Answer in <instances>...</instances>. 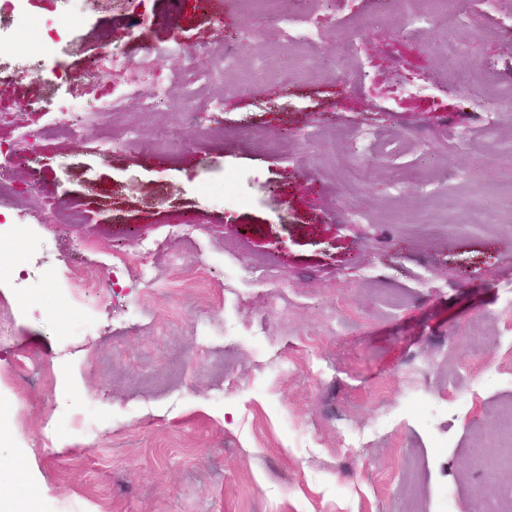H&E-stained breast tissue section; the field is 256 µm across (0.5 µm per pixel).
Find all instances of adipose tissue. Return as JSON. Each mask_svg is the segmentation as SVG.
Returning a JSON list of instances; mask_svg holds the SVG:
<instances>
[{"label":"adipose tissue","instance_id":"ef3b65f1","mask_svg":"<svg viewBox=\"0 0 512 512\" xmlns=\"http://www.w3.org/2000/svg\"><path fill=\"white\" fill-rule=\"evenodd\" d=\"M15 432L0 423V512H42V491L24 455L11 447Z\"/></svg>","mask_w":512,"mask_h":512}]
</instances>
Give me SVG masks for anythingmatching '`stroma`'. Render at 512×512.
Segmentation results:
<instances>
[{"instance_id": "35a3bbf8", "label": "stroma", "mask_w": 512, "mask_h": 512, "mask_svg": "<svg viewBox=\"0 0 512 512\" xmlns=\"http://www.w3.org/2000/svg\"><path fill=\"white\" fill-rule=\"evenodd\" d=\"M424 8L418 37L379 0H323L356 21L298 52L257 34L240 0H140L136 39L120 4L93 0L58 51L63 69L106 45L135 56L172 42L200 56L230 48L239 66L208 87L222 140L176 101L147 114L131 97L120 117L82 139L48 137L38 166L6 172L27 223L61 202L90 217L12 239L32 276L26 311L0 282V418L45 512H486L512 498L472 454L495 457L512 420V232L498 226L512 206V109L483 135L478 97L441 54L455 35L461 68L491 58L512 85V0L480 29L450 30L434 0ZM239 30L249 38L233 40ZM343 40L366 63L362 89L334 66ZM109 88L103 75L50 94L8 70L0 109L41 102L27 115L40 126ZM359 128L378 144L350 187L319 143ZM287 130L298 148L269 152ZM133 134L141 148L115 149ZM232 175L238 196L203 200L202 184ZM172 224L197 230L172 236ZM84 258L103 268L90 292L74 279Z\"/></svg>"}]
</instances>
